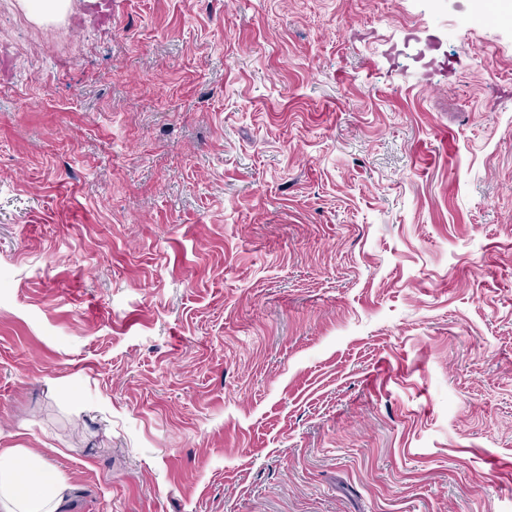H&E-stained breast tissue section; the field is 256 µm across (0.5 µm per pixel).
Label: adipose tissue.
Wrapping results in <instances>:
<instances>
[{"label":"adipose tissue","mask_w":512,"mask_h":512,"mask_svg":"<svg viewBox=\"0 0 512 512\" xmlns=\"http://www.w3.org/2000/svg\"><path fill=\"white\" fill-rule=\"evenodd\" d=\"M70 487L25 448L0 451V512H62Z\"/></svg>","instance_id":"ef3b65f1"}]
</instances>
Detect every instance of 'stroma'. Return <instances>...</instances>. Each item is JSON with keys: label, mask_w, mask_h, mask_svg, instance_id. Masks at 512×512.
I'll use <instances>...</instances> for the list:
<instances>
[{"label": "stroma", "mask_w": 512, "mask_h": 512, "mask_svg": "<svg viewBox=\"0 0 512 512\" xmlns=\"http://www.w3.org/2000/svg\"><path fill=\"white\" fill-rule=\"evenodd\" d=\"M0 0V448L63 512H512V0Z\"/></svg>", "instance_id": "35a3bbf8"}]
</instances>
